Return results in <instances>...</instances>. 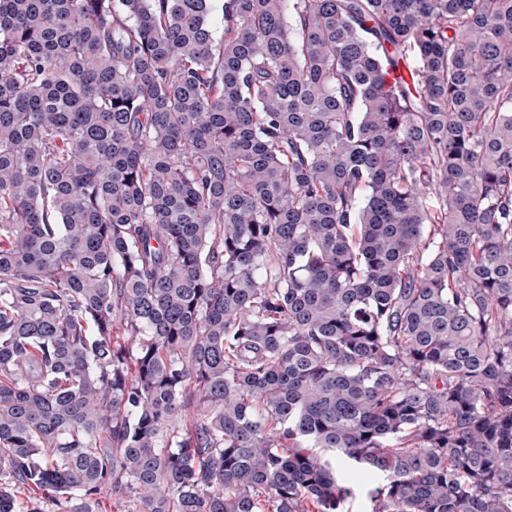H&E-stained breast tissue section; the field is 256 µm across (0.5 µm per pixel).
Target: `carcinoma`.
Wrapping results in <instances>:
<instances>
[{
  "mask_svg": "<svg viewBox=\"0 0 512 512\" xmlns=\"http://www.w3.org/2000/svg\"><path fill=\"white\" fill-rule=\"evenodd\" d=\"M209 13L0 0V512H512V0Z\"/></svg>",
  "mask_w": 512,
  "mask_h": 512,
  "instance_id": "1",
  "label": "carcinoma"
}]
</instances>
